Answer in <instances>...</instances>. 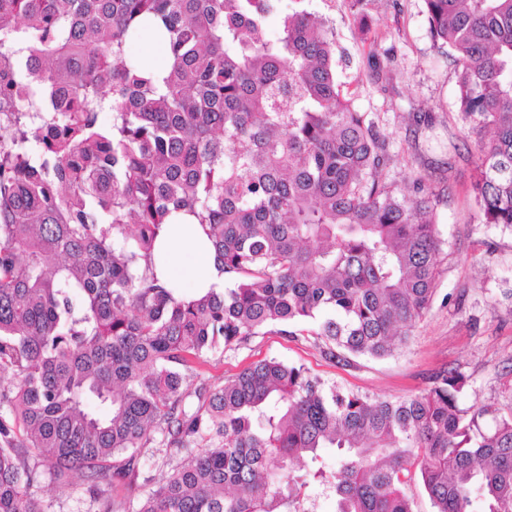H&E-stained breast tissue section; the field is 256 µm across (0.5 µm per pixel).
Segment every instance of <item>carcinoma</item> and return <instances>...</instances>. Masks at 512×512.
<instances>
[{"label": "carcinoma", "instance_id": "obj_1", "mask_svg": "<svg viewBox=\"0 0 512 512\" xmlns=\"http://www.w3.org/2000/svg\"><path fill=\"white\" fill-rule=\"evenodd\" d=\"M304 2L0 0V512H44L41 464L80 474L99 512H315L321 495L413 512L415 481L434 512H512V408L463 405L454 367L399 401L276 360L216 386L197 371L271 325L313 324L338 364L388 357L433 299L434 192L389 180ZM425 3L462 116L490 133L476 205L512 227V0ZM144 32L161 62L130 54ZM178 213L204 226L223 292L157 284ZM157 434L184 456L144 495Z\"/></svg>", "mask_w": 512, "mask_h": 512}]
</instances>
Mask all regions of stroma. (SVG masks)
<instances>
[{"label": "stroma", "mask_w": 512, "mask_h": 512, "mask_svg": "<svg viewBox=\"0 0 512 512\" xmlns=\"http://www.w3.org/2000/svg\"><path fill=\"white\" fill-rule=\"evenodd\" d=\"M309 8L336 34L344 95L369 113L393 153L389 176L439 195L435 222L441 250L429 310L408 346L384 359L358 357L341 366L326 358L306 325L293 335L270 326L235 349L208 352L201 370L220 385L259 360L305 365L343 389L403 400L423 390L433 373L458 368L468 379L464 405L512 407V229L483 223L474 201L473 140L457 105V78L447 48L429 29L425 0H372L362 30L348 0H311ZM379 63L373 77L368 63ZM34 489L45 512H98L86 483L56 480L38 468Z\"/></svg>", "instance_id": "stroma-1"}]
</instances>
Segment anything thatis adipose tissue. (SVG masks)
Segmentation results:
<instances>
[{
  "mask_svg": "<svg viewBox=\"0 0 512 512\" xmlns=\"http://www.w3.org/2000/svg\"><path fill=\"white\" fill-rule=\"evenodd\" d=\"M155 273L160 283L188 290L190 295L222 292L224 272L201 225L184 218L163 225L155 248Z\"/></svg>",
  "mask_w": 512,
  "mask_h": 512,
  "instance_id": "adipose-tissue-1",
  "label": "adipose tissue"
}]
</instances>
